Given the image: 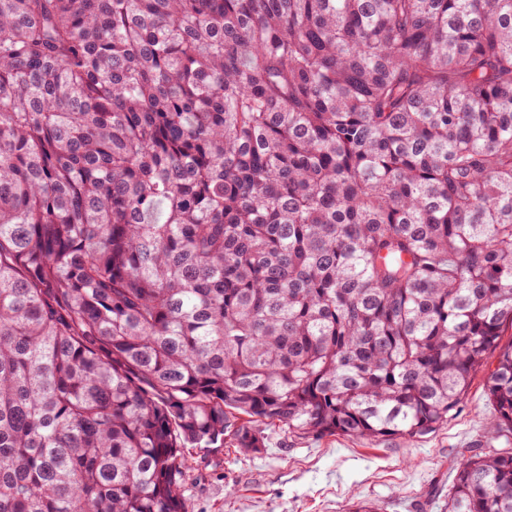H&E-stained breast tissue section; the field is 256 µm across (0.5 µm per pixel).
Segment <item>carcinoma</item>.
<instances>
[{"mask_svg": "<svg viewBox=\"0 0 512 512\" xmlns=\"http://www.w3.org/2000/svg\"><path fill=\"white\" fill-rule=\"evenodd\" d=\"M512 0H0V512H184L183 449L512 438ZM448 512H512L465 449Z\"/></svg>", "mask_w": 512, "mask_h": 512, "instance_id": "cac0c4a2", "label": "carcinoma"}]
</instances>
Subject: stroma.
<instances>
[{
  "label": "stroma",
  "instance_id": "1",
  "mask_svg": "<svg viewBox=\"0 0 512 512\" xmlns=\"http://www.w3.org/2000/svg\"><path fill=\"white\" fill-rule=\"evenodd\" d=\"M485 381L477 371L447 427L414 442L301 438L269 428L258 452L185 449L184 512H352L360 501L381 512H448L461 451L486 445Z\"/></svg>",
  "mask_w": 512,
  "mask_h": 512
}]
</instances>
